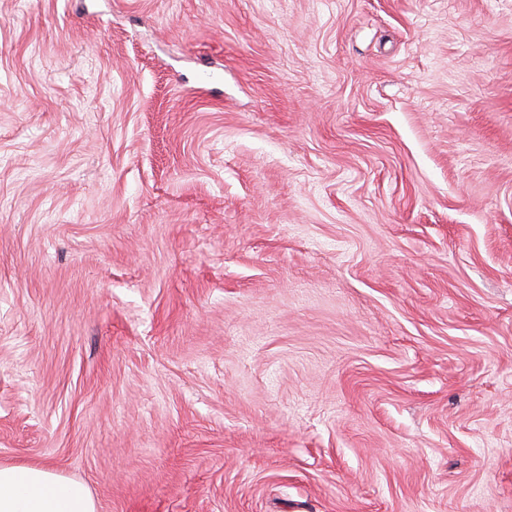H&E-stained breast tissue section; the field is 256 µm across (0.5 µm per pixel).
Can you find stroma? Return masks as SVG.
<instances>
[{
    "mask_svg": "<svg viewBox=\"0 0 512 512\" xmlns=\"http://www.w3.org/2000/svg\"><path fill=\"white\" fill-rule=\"evenodd\" d=\"M0 462L512 512V0H0Z\"/></svg>",
    "mask_w": 512,
    "mask_h": 512,
    "instance_id": "1",
    "label": "stroma"
}]
</instances>
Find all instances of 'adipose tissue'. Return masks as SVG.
I'll return each instance as SVG.
<instances>
[{"label": "adipose tissue", "mask_w": 512, "mask_h": 512, "mask_svg": "<svg viewBox=\"0 0 512 512\" xmlns=\"http://www.w3.org/2000/svg\"><path fill=\"white\" fill-rule=\"evenodd\" d=\"M0 512H96L85 484L45 467L0 464Z\"/></svg>", "instance_id": "obj_1"}]
</instances>
